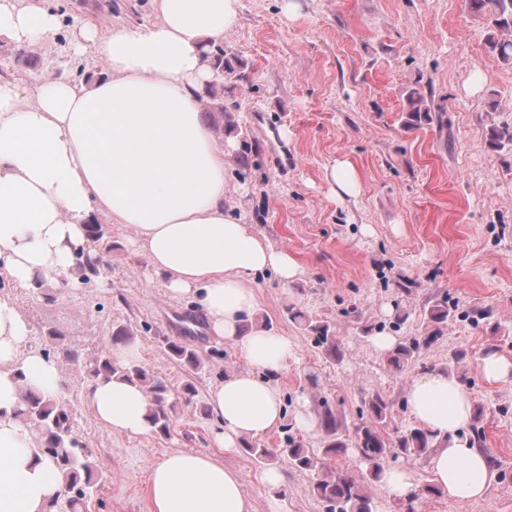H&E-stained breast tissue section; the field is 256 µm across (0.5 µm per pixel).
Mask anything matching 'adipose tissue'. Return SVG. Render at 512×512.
<instances>
[{"instance_id": "ef3b65f1", "label": "adipose tissue", "mask_w": 512, "mask_h": 512, "mask_svg": "<svg viewBox=\"0 0 512 512\" xmlns=\"http://www.w3.org/2000/svg\"><path fill=\"white\" fill-rule=\"evenodd\" d=\"M155 2L151 24L107 37L91 25L75 32L77 48L105 65L92 83L52 79L25 91L0 80V271L21 286L48 277L79 284L73 258L94 216L131 227L149 278L196 303L211 336L233 343L250 365L209 390L211 451H173L151 467L149 512H251L241 475L222 455L282 422L277 381L296 353L287 338L243 332L242 322L258 274L274 271L286 285L301 269L225 208L229 150L201 110L200 94L214 80L206 52L236 25L239 0ZM57 24L33 0H0V40H44ZM29 338L10 294L0 292V512H56L67 497L53 460L32 452L36 429L16 416L23 387L64 398L58 364ZM85 398L112 431L152 428L140 384L100 376ZM407 406L444 441L430 460L435 486L458 503L483 498L497 472L467 435L473 406L465 387L436 369L413 380Z\"/></svg>"}]
</instances>
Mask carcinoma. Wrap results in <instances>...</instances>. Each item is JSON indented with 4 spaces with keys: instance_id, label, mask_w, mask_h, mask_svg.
Returning <instances> with one entry per match:
<instances>
[{
    "instance_id": "1",
    "label": "carcinoma",
    "mask_w": 512,
    "mask_h": 512,
    "mask_svg": "<svg viewBox=\"0 0 512 512\" xmlns=\"http://www.w3.org/2000/svg\"><path fill=\"white\" fill-rule=\"evenodd\" d=\"M469 9L487 22L489 29L487 41L498 52L500 58L512 60V0H467ZM207 58L212 69L217 73L219 82L209 85L201 97L208 112H224V73L232 69L228 52L224 44H213L207 51ZM407 120H437L444 124L443 115L432 116L426 104L424 92L413 88L407 94ZM490 146L503 149L512 147V126L494 127L491 129ZM448 300L432 305L426 312V335L412 336L398 342L387 357V365L401 371L404 367L418 360L422 348L431 345L438 337L439 325L448 320ZM294 321L313 335V342L334 358H339L341 350L336 344V337L330 335L327 324L314 322L306 317L295 314ZM170 355L185 364L196 367L199 357L190 346L172 340L167 342ZM87 374L96 378L100 375L110 376L119 372L126 378L136 380L148 386L152 401V424L158 431L169 432V403L166 387L151 378L149 371L142 365L132 368H121L112 364L110 353L105 352L92 361L83 363ZM365 409L360 411L364 420L354 425L348 434H342L345 424L340 421L337 413L328 401L319 405L318 416L320 427L324 432V454L335 456L352 448L365 465L359 478L343 473L328 474L317 480L313 492L321 504V512H373L372 500L367 493L369 483L380 478L385 464L390 458L400 454L426 456L431 449L438 448L442 442L421 428L390 435L385 432L388 417V403L379 394L364 401ZM18 417L36 426L38 435L33 451L38 455L50 457L63 474L68 488L67 507L74 510L85 509L97 485L103 478L92 460V451L76 437L68 423L69 416L59 402L25 387L22 391V407ZM244 449L256 461L264 465H273L282 457H288L290 464L300 471L312 472L317 469V458L305 447L303 442L293 438L287 439L284 448H267L259 443L246 442Z\"/></svg>"
}]
</instances>
